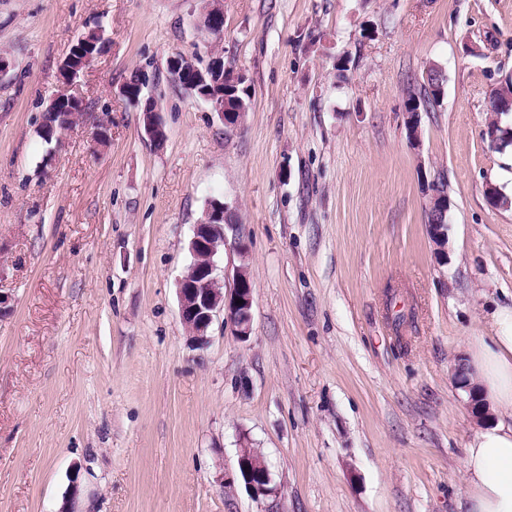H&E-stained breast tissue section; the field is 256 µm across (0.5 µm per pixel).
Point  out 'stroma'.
<instances>
[{
	"instance_id": "35a3bbf8",
	"label": "stroma",
	"mask_w": 512,
	"mask_h": 512,
	"mask_svg": "<svg viewBox=\"0 0 512 512\" xmlns=\"http://www.w3.org/2000/svg\"><path fill=\"white\" fill-rule=\"evenodd\" d=\"M207 7L0 0V512H464L476 423L453 372L512 304V206L485 196L512 197V147L483 136L512 0H224L219 40ZM216 50L250 95L231 128L168 76ZM433 64L413 145L406 95ZM137 73L163 146L122 94ZM61 92L88 118L48 143ZM212 198L248 249L219 252L220 284L245 266L254 302L248 338L218 316L200 345L177 284ZM244 445L270 468L260 500ZM209 6L205 11V18H202L198 25L209 34L215 37L224 35V1L208 0ZM98 39L99 36L92 33L78 41L74 48L76 56L71 54L62 65L64 79L67 83L73 82L79 72L92 61L95 54L93 48ZM437 183V187H438V190L440 192H443L444 194H446V191H445V188L447 187V184L446 182L443 180V179H438L436 180ZM430 199L432 200L431 203L429 204V208L430 210L432 209V220L428 221V225H429V228H430V233H431V236L432 238L438 242V243H443L442 245H438L436 243H434L436 246H438L439 248H442L445 244L446 241H444V233H442V226H444L443 223H440V217L442 216L440 211L438 209H435V204H436V201L438 199H440L441 201V204L443 207H447L445 208L443 211H442V214H446L447 211H448V200L446 199V195H443V194H440L439 192H432L430 191ZM262 458L263 456L259 455V463H257L249 455L242 452L239 453L238 458V475L251 495L257 500L274 492V489L270 487V470L264 458L266 464L263 463ZM245 466H248V469H245Z\"/></svg>"
}]
</instances>
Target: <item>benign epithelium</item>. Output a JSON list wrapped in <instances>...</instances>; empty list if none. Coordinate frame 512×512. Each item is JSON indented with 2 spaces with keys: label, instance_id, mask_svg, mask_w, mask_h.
<instances>
[{
  "label": "benign epithelium",
  "instance_id": "benign-epithelium-1",
  "mask_svg": "<svg viewBox=\"0 0 512 512\" xmlns=\"http://www.w3.org/2000/svg\"><path fill=\"white\" fill-rule=\"evenodd\" d=\"M200 28L215 37L224 35V0H209L205 18L199 21ZM99 36L92 33L81 38L74 48V54L69 56L62 65L64 79L74 81L79 72L85 68L94 57V45ZM170 79L182 88L188 95L200 98L211 105L212 111L227 127L235 125L236 113L227 111L224 106V88L236 87L244 82V77L224 67V61L212 58L208 65L201 69L192 61L174 56L168 62ZM143 85L138 88H124V95L141 106L143 112V134L152 141L157 133L163 131L160 108L153 97L141 98ZM432 220L429 228L432 238L444 242L441 213L435 209L436 201L442 206H448L446 196L438 192L430 193ZM233 211V207L218 198L208 201L202 219L194 225L193 236L189 250L193 261L189 272L179 280L178 293L180 299V317L193 337L205 342L207 331L214 318L224 314V323L230 325L235 336L245 339L249 336L252 321L253 288L249 281L246 268L239 266L234 269L233 288L229 294H224L215 276V256L231 245L241 256L247 252L237 234L238 225L225 223V215ZM232 236H227V232ZM242 303H237V300ZM238 475L244 482L251 495L259 500L274 492L270 487L271 477L268 466L263 462H255L250 456L239 453Z\"/></svg>",
  "mask_w": 512,
  "mask_h": 512
}]
</instances>
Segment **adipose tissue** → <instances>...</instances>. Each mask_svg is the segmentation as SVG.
Listing matches in <instances>:
<instances>
[{
  "label": "adipose tissue",
  "instance_id": "adipose-tissue-1",
  "mask_svg": "<svg viewBox=\"0 0 512 512\" xmlns=\"http://www.w3.org/2000/svg\"><path fill=\"white\" fill-rule=\"evenodd\" d=\"M493 333L467 361L469 380L480 386L493 417L464 449L466 512H512V307L496 314Z\"/></svg>",
  "mask_w": 512,
  "mask_h": 512
}]
</instances>
